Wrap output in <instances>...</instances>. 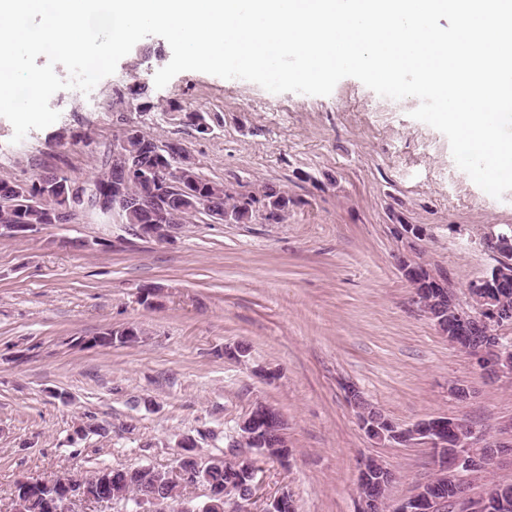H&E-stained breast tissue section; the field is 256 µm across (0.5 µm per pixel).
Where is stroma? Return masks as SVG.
I'll list each match as a JSON object with an SVG mask.
<instances>
[{
    "label": "stroma",
    "mask_w": 512,
    "mask_h": 512,
    "mask_svg": "<svg viewBox=\"0 0 512 512\" xmlns=\"http://www.w3.org/2000/svg\"><path fill=\"white\" fill-rule=\"evenodd\" d=\"M171 57L166 40L145 37L90 94L55 93L59 119L20 142L0 117V180L95 177L133 123L181 139L209 179L246 192L276 185L293 200L288 217L201 214L159 243L80 213L0 239V512L26 478L173 469L187 436L198 456L222 457L225 429L260 402L285 421L289 455L260 462L251 512L284 492L295 512H354L368 456L395 471L390 499L409 497L435 468L432 448L374 444L342 385L400 425L447 415L493 432L512 420V383L487 380L448 344L398 265L403 256L447 274L467 302V284L493 263L473 239L512 225V191L494 198L458 168L447 138L412 118L417 98H384L353 77L327 96L195 71L154 88ZM138 82L151 88L146 113L114 101ZM173 102L203 113L211 133L168 122ZM400 224L424 234L397 235ZM129 325L142 331L136 343H89ZM240 344L245 357L225 356ZM454 384L469 399L454 398ZM90 423L97 431L75 436Z\"/></svg>",
    "instance_id": "1"
}]
</instances>
